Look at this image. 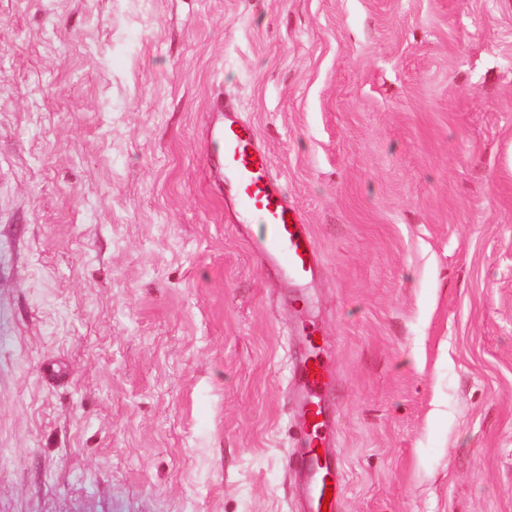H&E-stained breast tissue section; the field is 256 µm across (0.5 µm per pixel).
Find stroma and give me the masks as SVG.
I'll return each instance as SVG.
<instances>
[{"instance_id":"stroma-1","label":"stroma","mask_w":512,"mask_h":512,"mask_svg":"<svg viewBox=\"0 0 512 512\" xmlns=\"http://www.w3.org/2000/svg\"><path fill=\"white\" fill-rule=\"evenodd\" d=\"M306 327L338 512H512V0H0V512H293ZM208 141L233 183L240 212L249 224H261L255 247L263 261L295 279L311 276L319 261L317 245L302 212L284 202L255 127L223 118L210 128Z\"/></svg>"}]
</instances>
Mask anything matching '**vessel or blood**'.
<instances>
[{"instance_id": "vessel-or-blood-1", "label": "vessel or blood", "mask_w": 512, "mask_h": 512, "mask_svg": "<svg viewBox=\"0 0 512 512\" xmlns=\"http://www.w3.org/2000/svg\"><path fill=\"white\" fill-rule=\"evenodd\" d=\"M208 141L233 183L240 212L260 227L255 247L263 261L296 279L311 276L319 261L317 245L302 212L284 202L255 127L223 120L211 127ZM315 336L311 329L304 337L300 382L291 392L298 411L296 427L304 441L297 461L310 474L303 512H337L341 460L332 450L333 434L323 406L333 386L334 368Z\"/></svg>"}]
</instances>
